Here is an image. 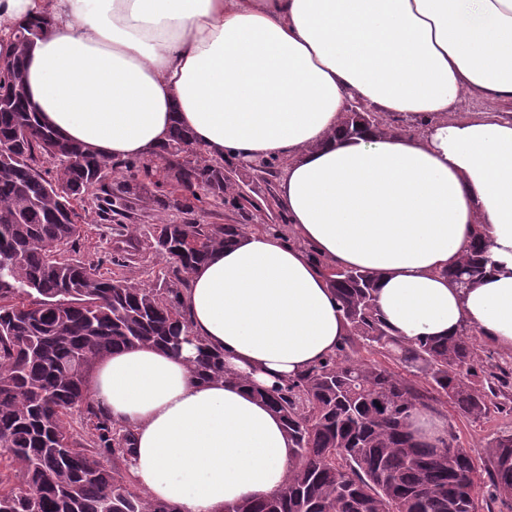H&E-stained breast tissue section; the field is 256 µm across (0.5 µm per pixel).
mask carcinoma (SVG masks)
Returning a JSON list of instances; mask_svg holds the SVG:
<instances>
[{
	"instance_id": "obj_1",
	"label": "carcinoma",
	"mask_w": 512,
	"mask_h": 512,
	"mask_svg": "<svg viewBox=\"0 0 512 512\" xmlns=\"http://www.w3.org/2000/svg\"><path fill=\"white\" fill-rule=\"evenodd\" d=\"M42 22L10 32L0 54V450L12 473L0 478V512H178L154 501L131 478L133 435L91 403L87 378L115 349L157 345L178 352L192 343L181 290L193 268L248 229L250 213L224 164L173 131L159 171L168 207L182 213L211 196L230 203L241 224L168 219L154 230L157 255L173 260L146 287L107 276L71 255L79 203L92 196L103 221L128 211L149 192L150 162L116 164L60 140L28 102L24 59L28 36ZM404 132L383 112H346L342 127ZM54 168H43L44 159ZM129 179L107 183L117 166ZM448 277L471 285L488 273L480 226ZM347 336L304 374L255 394L277 414L293 445L282 488L264 500L244 498L224 512H481L500 502L512 512V428L497 432L474 456L448 424L442 449L418 442L416 412L451 408L477 422L491 410L512 414V367L479 353L478 331L465 324L445 338L406 341L376 301L379 273L330 271ZM201 379L225 378L224 356L196 344ZM112 460V465L105 461Z\"/></svg>"
}]
</instances>
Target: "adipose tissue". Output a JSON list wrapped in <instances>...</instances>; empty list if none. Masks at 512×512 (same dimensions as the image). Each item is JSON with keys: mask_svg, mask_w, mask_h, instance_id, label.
I'll return each mask as SVG.
<instances>
[{"mask_svg": "<svg viewBox=\"0 0 512 512\" xmlns=\"http://www.w3.org/2000/svg\"><path fill=\"white\" fill-rule=\"evenodd\" d=\"M48 26L25 59L44 124L91 153H158L182 128L217 160L275 157L295 243L253 231L190 274L192 335L224 355L121 348L93 368V404L130 429V474L179 512H224L280 490L293 445L254 388L335 352L347 323L326 268L380 272L377 304L405 340L469 324L512 353V0H0V50ZM419 125L339 137L352 100ZM481 227L500 269L447 272ZM246 376L251 387L238 384ZM192 368L196 375L204 380L220 381L226 379L224 356L211 351L199 341L196 344V358L192 361Z\"/></svg>", "mask_w": 512, "mask_h": 512, "instance_id": "adipose-tissue-1", "label": "adipose tissue"}]
</instances>
